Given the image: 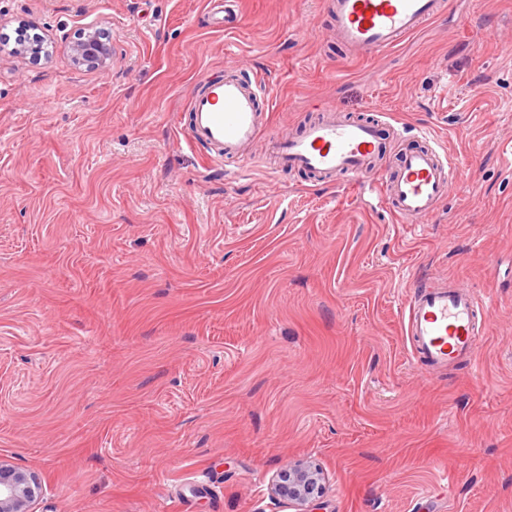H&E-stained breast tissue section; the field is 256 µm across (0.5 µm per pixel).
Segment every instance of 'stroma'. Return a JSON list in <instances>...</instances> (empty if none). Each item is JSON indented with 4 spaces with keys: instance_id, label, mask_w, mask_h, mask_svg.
Masks as SVG:
<instances>
[{
    "instance_id": "stroma-1",
    "label": "stroma",
    "mask_w": 512,
    "mask_h": 512,
    "mask_svg": "<svg viewBox=\"0 0 512 512\" xmlns=\"http://www.w3.org/2000/svg\"><path fill=\"white\" fill-rule=\"evenodd\" d=\"M0 0L51 57L0 53V458L36 512H512V0H447L396 49L346 55L330 0ZM107 31V69L69 52ZM271 89L241 157L186 142L201 78ZM324 102L374 112L459 176L410 228L373 179L271 174ZM430 277L493 304L476 361L418 368L402 312ZM234 3V0H211V20L215 26L224 27V31L236 28L237 14ZM271 493L295 512H317L325 493L322 470L308 462L298 463L280 472L270 485Z\"/></svg>"
}]
</instances>
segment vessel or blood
I'll return each mask as SVG.
<instances>
[{"label":"vessel or blood","mask_w":512,"mask_h":512,"mask_svg":"<svg viewBox=\"0 0 512 512\" xmlns=\"http://www.w3.org/2000/svg\"><path fill=\"white\" fill-rule=\"evenodd\" d=\"M210 6L215 26L235 29L234 0H211ZM445 6V0H332L333 34L351 56L385 53L437 18ZM271 99L265 84L244 81L233 68L221 79L201 81L189 102L188 144H206L220 159L237 157L266 125L264 104ZM321 109L322 119L279 141L277 168L308 172L323 184L341 175L355 179L377 172L391 124L380 118L338 117L328 103ZM449 184L438 151L423 147L402 154L396 172L380 183L379 193L395 214L417 224L436 213ZM490 312L487 299L469 287L455 282L420 284L404 312L412 359L432 371L475 359V338L486 329Z\"/></svg>","instance_id":"1"}]
</instances>
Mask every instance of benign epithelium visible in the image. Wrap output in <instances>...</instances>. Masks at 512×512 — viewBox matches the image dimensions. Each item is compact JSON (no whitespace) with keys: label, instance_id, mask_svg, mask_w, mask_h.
<instances>
[{"label":"benign epithelium","instance_id":"benign-epithelium-1","mask_svg":"<svg viewBox=\"0 0 512 512\" xmlns=\"http://www.w3.org/2000/svg\"><path fill=\"white\" fill-rule=\"evenodd\" d=\"M70 52L76 62L104 69L111 57V41L90 25L71 43ZM270 490L294 512H315L324 497L325 476L311 463H298L280 472L272 480ZM40 493L41 482L34 472L0 458V512H33Z\"/></svg>","mask_w":512,"mask_h":512}]
</instances>
